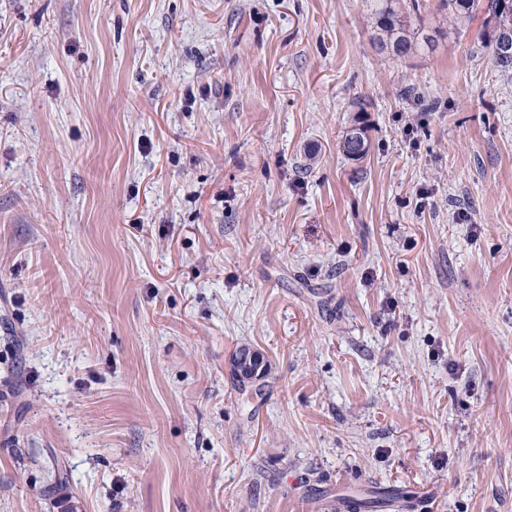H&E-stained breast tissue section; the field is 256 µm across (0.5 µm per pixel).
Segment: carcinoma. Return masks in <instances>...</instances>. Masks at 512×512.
Wrapping results in <instances>:
<instances>
[{"label": "carcinoma", "mask_w": 512, "mask_h": 512, "mask_svg": "<svg viewBox=\"0 0 512 512\" xmlns=\"http://www.w3.org/2000/svg\"><path fill=\"white\" fill-rule=\"evenodd\" d=\"M440 5L448 10V19L452 22L469 21L479 11L488 14L492 34L481 40V47L497 67L499 75L509 76L512 72V53H500L498 43L502 35H512V7H500V0H440ZM370 7L371 24L378 31L381 48L394 57L402 58L418 46L416 34L421 26L418 0H412V13L408 15L401 14L395 8L394 0H370ZM393 499V494L384 496L373 491L356 500V505L366 509V512H378V509L388 506Z\"/></svg>", "instance_id": "carcinoma-1"}]
</instances>
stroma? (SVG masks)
<instances>
[{
  "mask_svg": "<svg viewBox=\"0 0 512 512\" xmlns=\"http://www.w3.org/2000/svg\"><path fill=\"white\" fill-rule=\"evenodd\" d=\"M419 2L0 0V512H512V82ZM370 19L378 31V42L394 57L402 58L417 46L416 34L421 27V5L412 0L411 14L402 15L394 5V0H370ZM416 25V27H415Z\"/></svg>",
  "mask_w": 512,
  "mask_h": 512,
  "instance_id": "stroma-1",
  "label": "stroma"
}]
</instances>
